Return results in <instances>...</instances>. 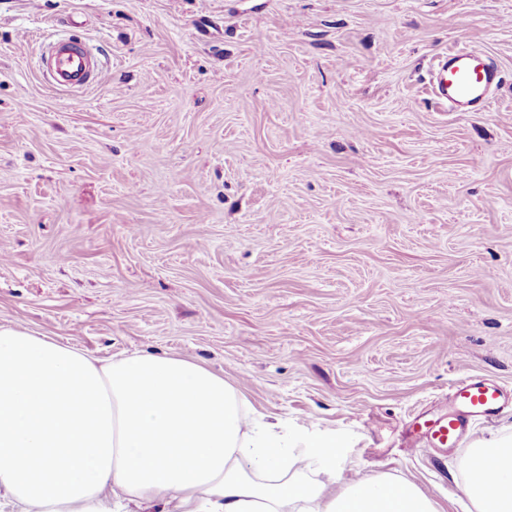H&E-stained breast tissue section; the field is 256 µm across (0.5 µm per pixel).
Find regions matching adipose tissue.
Here are the masks:
<instances>
[{
  "label": "adipose tissue",
  "instance_id": "obj_1",
  "mask_svg": "<svg viewBox=\"0 0 512 512\" xmlns=\"http://www.w3.org/2000/svg\"><path fill=\"white\" fill-rule=\"evenodd\" d=\"M475 512H512V439L477 442ZM332 435L251 416L241 393L193 358L93 359L0 326V501L20 512H117L161 500L177 512H440L389 473L330 484Z\"/></svg>",
  "mask_w": 512,
  "mask_h": 512
}]
</instances>
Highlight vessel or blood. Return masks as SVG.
Listing matches in <instances>:
<instances>
[{
	"label": "vessel or blood",
	"instance_id": "obj_1",
	"mask_svg": "<svg viewBox=\"0 0 512 512\" xmlns=\"http://www.w3.org/2000/svg\"><path fill=\"white\" fill-rule=\"evenodd\" d=\"M43 63L53 87L87 88L102 78L98 59L81 45L67 40L53 43ZM499 73L484 54L458 47L439 57L431 71V91L451 112H483L490 106ZM448 413L429 421L425 434L439 448L462 446L474 420L492 422L512 405V392L500 384L469 375L448 393Z\"/></svg>",
	"mask_w": 512,
	"mask_h": 512
}]
</instances>
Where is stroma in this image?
<instances>
[{
  "mask_svg": "<svg viewBox=\"0 0 512 512\" xmlns=\"http://www.w3.org/2000/svg\"><path fill=\"white\" fill-rule=\"evenodd\" d=\"M96 49L60 90L42 44ZM487 52L484 112L427 92ZM0 325L197 359L258 415L472 512L415 439L472 374L512 390V0H0Z\"/></svg>",
  "mask_w": 512,
  "mask_h": 512,
  "instance_id": "obj_1",
  "label": "stroma"
}]
</instances>
